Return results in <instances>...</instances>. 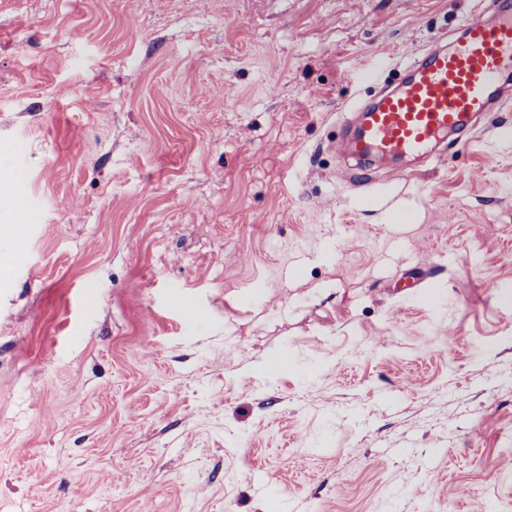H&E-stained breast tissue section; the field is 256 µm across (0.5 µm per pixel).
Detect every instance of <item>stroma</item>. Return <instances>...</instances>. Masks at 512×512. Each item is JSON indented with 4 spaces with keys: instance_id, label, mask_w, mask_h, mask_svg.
Here are the masks:
<instances>
[{
    "instance_id": "35a3bbf8",
    "label": "stroma",
    "mask_w": 512,
    "mask_h": 512,
    "mask_svg": "<svg viewBox=\"0 0 512 512\" xmlns=\"http://www.w3.org/2000/svg\"><path fill=\"white\" fill-rule=\"evenodd\" d=\"M492 8L0 0V512H512V84L336 151Z\"/></svg>"
}]
</instances>
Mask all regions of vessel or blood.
<instances>
[{
  "instance_id": "b4317fda",
  "label": "vessel or blood",
  "mask_w": 512,
  "mask_h": 512,
  "mask_svg": "<svg viewBox=\"0 0 512 512\" xmlns=\"http://www.w3.org/2000/svg\"><path fill=\"white\" fill-rule=\"evenodd\" d=\"M511 76L512 0H496L493 19L468 18L450 48L415 62L396 89L364 110L346 149L361 159L423 155L449 133H470Z\"/></svg>"
}]
</instances>
